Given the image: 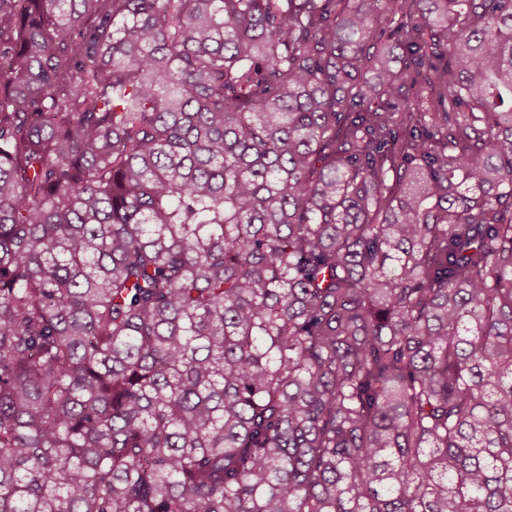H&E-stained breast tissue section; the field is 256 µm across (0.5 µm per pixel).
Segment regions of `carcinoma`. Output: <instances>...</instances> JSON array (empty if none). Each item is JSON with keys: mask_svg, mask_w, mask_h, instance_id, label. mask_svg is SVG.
Wrapping results in <instances>:
<instances>
[{"mask_svg": "<svg viewBox=\"0 0 512 512\" xmlns=\"http://www.w3.org/2000/svg\"><path fill=\"white\" fill-rule=\"evenodd\" d=\"M0 512H512V0H0Z\"/></svg>", "mask_w": 512, "mask_h": 512, "instance_id": "obj_1", "label": "carcinoma"}]
</instances>
